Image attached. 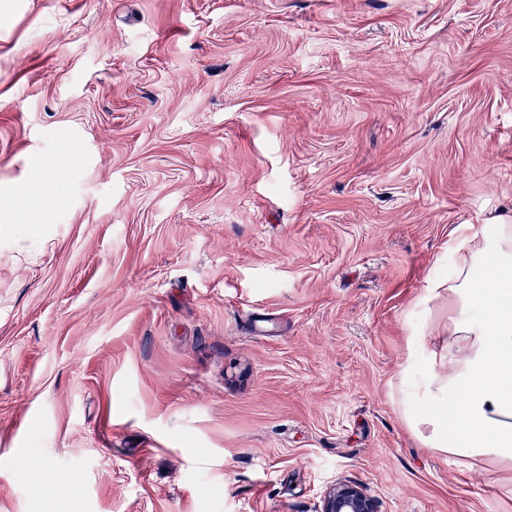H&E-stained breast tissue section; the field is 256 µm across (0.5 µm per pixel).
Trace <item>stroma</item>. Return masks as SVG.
I'll use <instances>...</instances> for the list:
<instances>
[{
  "label": "stroma",
  "mask_w": 512,
  "mask_h": 512,
  "mask_svg": "<svg viewBox=\"0 0 512 512\" xmlns=\"http://www.w3.org/2000/svg\"><path fill=\"white\" fill-rule=\"evenodd\" d=\"M511 220L512 0H0V512H512L397 401ZM319 512H377L375 500L358 484L340 481L323 495Z\"/></svg>",
  "instance_id": "stroma-1"
}]
</instances>
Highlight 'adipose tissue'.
I'll use <instances>...</instances> for the list:
<instances>
[{
  "mask_svg": "<svg viewBox=\"0 0 512 512\" xmlns=\"http://www.w3.org/2000/svg\"><path fill=\"white\" fill-rule=\"evenodd\" d=\"M454 272L432 283L448 320L409 337L421 379L403 370L399 403L420 443L473 468L512 473V223L462 224Z\"/></svg>",
  "mask_w": 512,
  "mask_h": 512,
  "instance_id": "obj_1",
  "label": "adipose tissue"
}]
</instances>
